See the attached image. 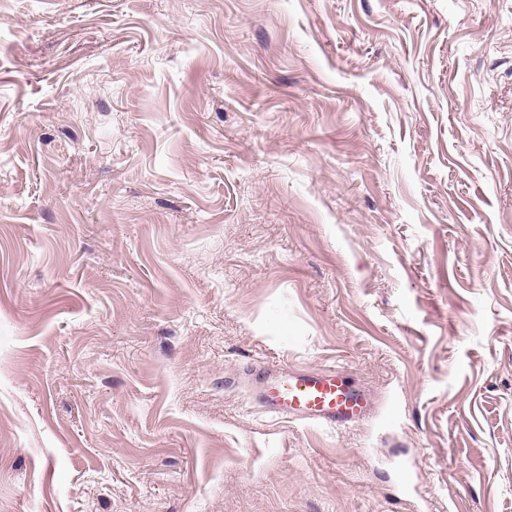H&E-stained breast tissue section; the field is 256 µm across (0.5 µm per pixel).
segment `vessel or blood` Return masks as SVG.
Listing matches in <instances>:
<instances>
[{
  "mask_svg": "<svg viewBox=\"0 0 512 512\" xmlns=\"http://www.w3.org/2000/svg\"><path fill=\"white\" fill-rule=\"evenodd\" d=\"M252 396L267 413L321 427L342 429L364 418L370 397L337 369L299 370L285 364L248 374Z\"/></svg>",
  "mask_w": 512,
  "mask_h": 512,
  "instance_id": "b4317fda",
  "label": "vessel or blood"
}]
</instances>
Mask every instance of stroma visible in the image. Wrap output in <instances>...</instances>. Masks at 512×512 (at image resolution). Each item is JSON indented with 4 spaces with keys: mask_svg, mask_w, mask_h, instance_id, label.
I'll use <instances>...</instances> for the list:
<instances>
[{
    "mask_svg": "<svg viewBox=\"0 0 512 512\" xmlns=\"http://www.w3.org/2000/svg\"><path fill=\"white\" fill-rule=\"evenodd\" d=\"M0 512H512V0H0ZM248 379L252 396L267 413L309 425L347 428L370 410L369 394L338 369L260 366L249 372Z\"/></svg>",
    "mask_w": 512,
    "mask_h": 512,
    "instance_id": "stroma-1",
    "label": "stroma"
}]
</instances>
